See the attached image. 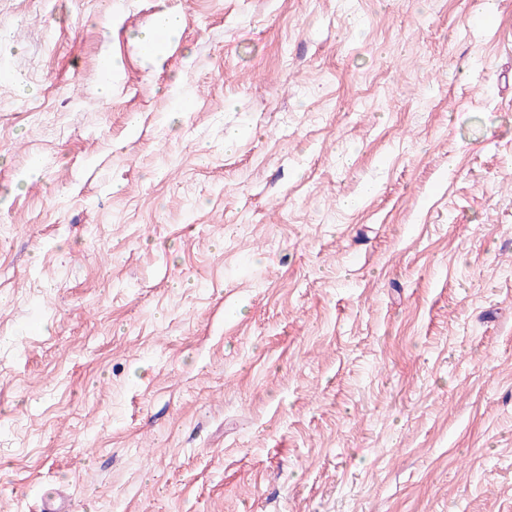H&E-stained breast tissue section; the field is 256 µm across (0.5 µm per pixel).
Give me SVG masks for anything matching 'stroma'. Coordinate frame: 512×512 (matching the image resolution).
<instances>
[{
  "label": "stroma",
  "mask_w": 512,
  "mask_h": 512,
  "mask_svg": "<svg viewBox=\"0 0 512 512\" xmlns=\"http://www.w3.org/2000/svg\"><path fill=\"white\" fill-rule=\"evenodd\" d=\"M485 2L0 0V512H512ZM181 21L175 14L161 16L154 27L144 30L137 37V42L147 50L159 49L163 44L173 38L180 30ZM165 34L164 39L158 38V33Z\"/></svg>",
  "instance_id": "1"
}]
</instances>
